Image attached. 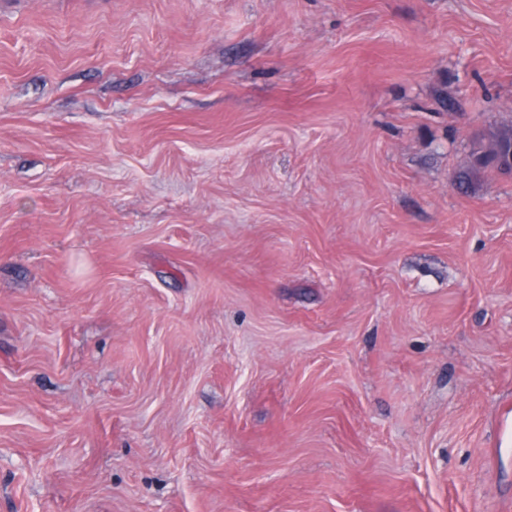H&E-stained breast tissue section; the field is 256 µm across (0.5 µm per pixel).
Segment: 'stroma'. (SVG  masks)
Masks as SVG:
<instances>
[{
  "label": "stroma",
  "instance_id": "obj_1",
  "mask_svg": "<svg viewBox=\"0 0 512 512\" xmlns=\"http://www.w3.org/2000/svg\"><path fill=\"white\" fill-rule=\"evenodd\" d=\"M501 125L512 0H0V512H512ZM511 147L512 126L489 129L481 139L474 142L469 166L457 176L460 187L468 190L478 175L488 170L507 173L499 165L497 158L507 153Z\"/></svg>",
  "mask_w": 512,
  "mask_h": 512
}]
</instances>
